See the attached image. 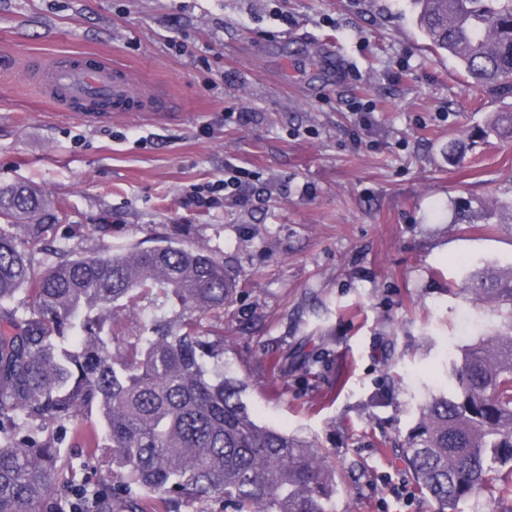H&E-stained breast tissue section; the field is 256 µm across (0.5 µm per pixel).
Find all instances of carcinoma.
Wrapping results in <instances>:
<instances>
[{"label": "carcinoma", "instance_id": "cac0c4a2", "mask_svg": "<svg viewBox=\"0 0 512 512\" xmlns=\"http://www.w3.org/2000/svg\"><path fill=\"white\" fill-rule=\"evenodd\" d=\"M426 48L454 58L487 94L512 97V0H410ZM488 132L512 138V113ZM67 217L41 190L0 188V512H69L59 440L96 411L112 477L84 486L92 512H144L141 491L182 512L218 499L234 512H334L335 464L312 441L261 424L224 370L233 271L167 238L76 256L56 243ZM51 261L39 264L35 250ZM464 290L505 315L494 336L448 365L456 387L431 395L399 445L416 491L512 503V268L470 270ZM508 469H503V466Z\"/></svg>", "mask_w": 512, "mask_h": 512}]
</instances>
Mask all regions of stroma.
<instances>
[{
  "label": "stroma",
  "instance_id": "stroma-1",
  "mask_svg": "<svg viewBox=\"0 0 512 512\" xmlns=\"http://www.w3.org/2000/svg\"><path fill=\"white\" fill-rule=\"evenodd\" d=\"M70 54L111 58L167 109L55 111L27 64ZM509 111L427 50L407 0H0V187L40 186L73 253L167 236L235 270L224 365L261 422L329 452L336 512H435L394 446L449 360L501 322L450 287L512 267V143L480 136ZM228 165L252 175L244 204L187 205ZM303 340L323 354L313 370H271ZM41 427L78 477L109 470L98 416Z\"/></svg>",
  "mask_w": 512,
  "mask_h": 512
}]
</instances>
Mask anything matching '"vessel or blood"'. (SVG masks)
<instances>
[{"instance_id":"vessel-or-blood-1","label":"vessel or blood","mask_w":512,"mask_h":512,"mask_svg":"<svg viewBox=\"0 0 512 512\" xmlns=\"http://www.w3.org/2000/svg\"><path fill=\"white\" fill-rule=\"evenodd\" d=\"M31 80L62 112L85 117L108 116L115 112H161L163 98L138 95L127 73L106 58L74 56L51 64H37Z\"/></svg>"}]
</instances>
